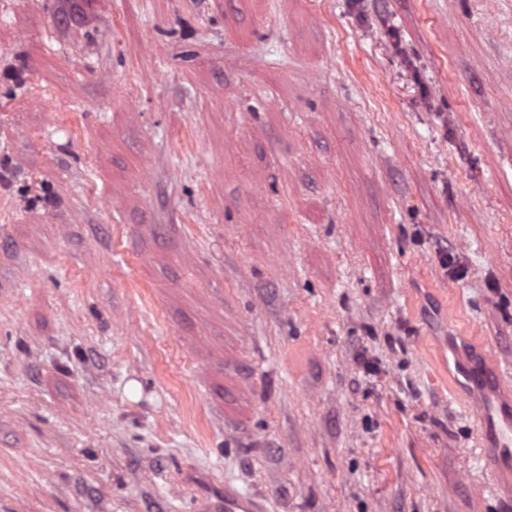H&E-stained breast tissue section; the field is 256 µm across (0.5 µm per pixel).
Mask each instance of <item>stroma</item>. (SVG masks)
Masks as SVG:
<instances>
[{
    "label": "stroma",
    "instance_id": "stroma-1",
    "mask_svg": "<svg viewBox=\"0 0 512 512\" xmlns=\"http://www.w3.org/2000/svg\"><path fill=\"white\" fill-rule=\"evenodd\" d=\"M0 169L7 512H512V0H0ZM206 499H202L203 512H268L267 499L261 495H246L227 480L224 484L214 481L206 486Z\"/></svg>",
    "mask_w": 512,
    "mask_h": 512
}]
</instances>
